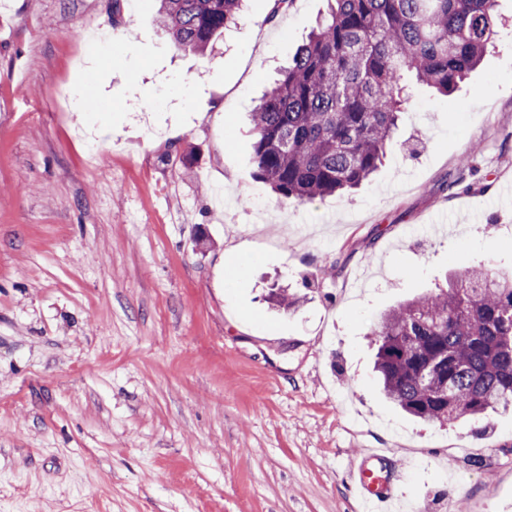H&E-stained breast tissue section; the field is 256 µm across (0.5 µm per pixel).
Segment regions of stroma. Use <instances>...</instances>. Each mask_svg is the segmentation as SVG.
I'll use <instances>...</instances> for the list:
<instances>
[{
	"instance_id": "35a3bbf8",
	"label": "stroma",
	"mask_w": 512,
	"mask_h": 512,
	"mask_svg": "<svg viewBox=\"0 0 512 512\" xmlns=\"http://www.w3.org/2000/svg\"><path fill=\"white\" fill-rule=\"evenodd\" d=\"M157 7L0 0V512H355L368 448L401 512H507L512 414L412 421L367 332L473 264L512 272V0L456 92L414 88L368 182L302 205L257 179L249 114L327 0H249L207 56Z\"/></svg>"
}]
</instances>
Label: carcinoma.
I'll list each match as a JSON object with an SVG mask.
<instances>
[{
  "instance_id": "cac0c4a2",
  "label": "carcinoma",
  "mask_w": 512,
  "mask_h": 512,
  "mask_svg": "<svg viewBox=\"0 0 512 512\" xmlns=\"http://www.w3.org/2000/svg\"><path fill=\"white\" fill-rule=\"evenodd\" d=\"M174 47L205 53L244 0H159ZM497 0H332L328 17L253 112L258 179L280 199L311 203L351 191L394 144L410 88L448 95L480 63ZM295 309L301 297L270 293ZM387 399L426 424L473 422L512 408V273L479 263L448 289L385 313L369 331Z\"/></svg>"
}]
</instances>
